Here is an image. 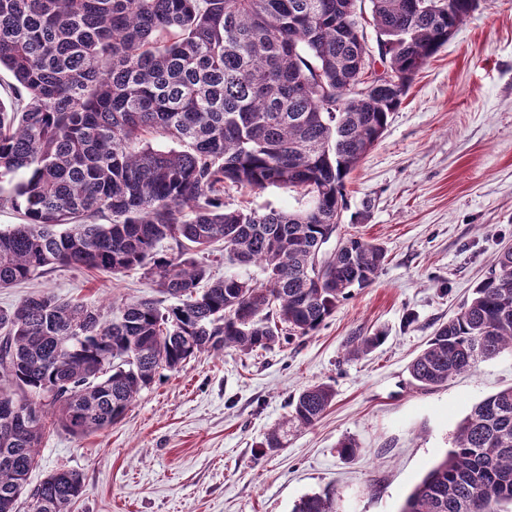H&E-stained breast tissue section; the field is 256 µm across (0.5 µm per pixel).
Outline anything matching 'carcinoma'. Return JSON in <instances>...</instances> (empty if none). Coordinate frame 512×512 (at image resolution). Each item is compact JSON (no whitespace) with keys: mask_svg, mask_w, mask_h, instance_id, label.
Masks as SVG:
<instances>
[{"mask_svg":"<svg viewBox=\"0 0 512 512\" xmlns=\"http://www.w3.org/2000/svg\"><path fill=\"white\" fill-rule=\"evenodd\" d=\"M364 0H0V207L23 223L0 231V288L56 267L114 275L139 267L174 303L109 307L50 294L0 309V512L19 498L71 512L80 473L31 487L48 423L76 437L119 421L162 370L204 352L269 351L309 336L354 288L372 285L383 247L345 234L322 254L346 209L349 175L383 136L415 74L480 0H369L386 85L365 78L371 47L354 23ZM177 149H161L153 139ZM299 190L304 210L227 209L224 186ZM106 214L107 224L96 223ZM172 242L176 251L162 246ZM259 265L257 282L208 281L196 254ZM381 332H356L345 356ZM512 350V249L499 253L460 310L411 361L432 390ZM326 383L304 388L281 427L314 426ZM512 505V386L477 404L401 512H505ZM295 512H334L333 496Z\"/></svg>","mask_w":512,"mask_h":512,"instance_id":"1","label":"carcinoma"}]
</instances>
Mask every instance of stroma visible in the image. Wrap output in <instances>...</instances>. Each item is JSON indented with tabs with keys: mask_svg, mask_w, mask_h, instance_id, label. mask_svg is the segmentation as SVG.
<instances>
[{
	"mask_svg": "<svg viewBox=\"0 0 512 512\" xmlns=\"http://www.w3.org/2000/svg\"><path fill=\"white\" fill-rule=\"evenodd\" d=\"M346 201L342 232L387 251L373 285L353 290L313 335L258 355L205 352L162 371L112 429L79 438L51 427L30 485L79 472L85 491L72 512H292L324 492L336 512H400L472 406L512 385V351L431 391L407 371L512 247V0H482L419 71L350 175ZM224 204L265 211L308 200L229 185ZM42 293L103 309L159 295L139 270L59 267L0 289V309ZM376 330L387 333L379 347L345 358L348 336ZM320 382L336 392L322 419L264 448L289 400ZM345 438L360 454H340Z\"/></svg>",
	"mask_w": 512,
	"mask_h": 512,
	"instance_id": "35a3bbf8",
	"label": "stroma"
}]
</instances>
